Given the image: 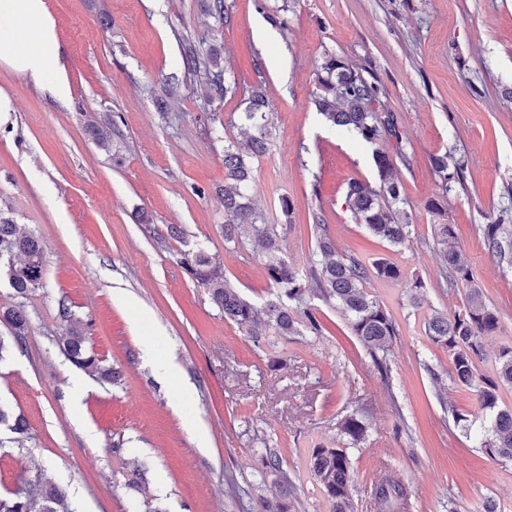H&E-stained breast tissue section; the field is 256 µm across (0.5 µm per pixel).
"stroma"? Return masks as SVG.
Returning <instances> with one entry per match:
<instances>
[{
    "instance_id": "obj_1",
    "label": "stroma",
    "mask_w": 512,
    "mask_h": 512,
    "mask_svg": "<svg viewBox=\"0 0 512 512\" xmlns=\"http://www.w3.org/2000/svg\"><path fill=\"white\" fill-rule=\"evenodd\" d=\"M228 2L222 24L211 0H44L45 18L28 26L53 27L51 74L68 86L63 101L12 67L18 44H0V99L10 105L0 112V211L35 233L45 255L26 298L0 278V312L22 305L29 326L24 348L0 362V402L28 422L22 447L0 452V495L41 474L76 512H262L282 494L276 476L254 470L270 447L293 483L290 512H330L309 460L313 448L345 446L354 512H384L375 485L386 475L406 487L400 512H482L488 499L512 512V461L483 453L456 425L455 413H476L475 395L453 383L447 353L425 334L433 314L465 303V288L437 283L449 245L500 314L481 339L479 374L492 376L512 349V268L481 243L491 217L512 218V0ZM276 17L286 29L273 28ZM265 27L273 41L259 40ZM191 44L221 47L241 86L267 91L272 147L254 165L252 193L268 223L287 224L295 267L311 263L319 212L340 253L402 268L400 279L366 286L399 326L387 375L336 307L311 299L321 335L260 346L179 264L181 252L203 249L244 298L271 297L252 242H225L216 194L225 141L245 138L242 97L209 103L165 89L183 77ZM328 53L372 66L413 153L398 173L413 222L402 246L373 236L344 203L349 182L378 176L371 146L325 125L315 108V70ZM97 126L110 129L108 146L98 145ZM445 153L464 175L446 193L431 165ZM433 199L440 212L429 209ZM439 224L455 229L444 245ZM71 323L120 374L114 383L85 376L75 406L68 390L83 374L59 341ZM147 339L159 357L176 358L178 376H156L140 353ZM185 380L194 386L186 399ZM357 411L367 434L351 446L339 423Z\"/></svg>"
}]
</instances>
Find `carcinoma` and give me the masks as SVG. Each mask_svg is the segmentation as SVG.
<instances>
[{"label":"carcinoma","mask_w":512,"mask_h":512,"mask_svg":"<svg viewBox=\"0 0 512 512\" xmlns=\"http://www.w3.org/2000/svg\"><path fill=\"white\" fill-rule=\"evenodd\" d=\"M184 70L190 77H201L203 97L213 103L237 92L236 79L224 69V58L216 50L200 52L188 46L183 57ZM315 106L331 126L346 128L373 146V161L379 185L352 181L348 183L345 205L369 231L392 246H399L411 235L409 214L399 207L403 202V186L398 179L399 167L410 166V156L402 144L395 115L385 108L381 82L364 66H356L336 54L324 55L316 71ZM268 100L262 89L249 95L242 115L248 130L247 152L234 142L224 146V239H235L241 231L248 233L257 249V257L275 297L257 306L244 299L224 275V267L202 250L181 254L179 263L201 286L208 289L212 302L224 312V319L235 323L259 345L275 346L290 336H318L321 333L307 297L337 306L347 317L350 330L370 353L377 369H386L387 354L398 336L392 314L366 290L373 278L382 281L402 276L400 266L387 258L370 263L343 255L320 216H314L317 228L316 249L308 271H300L288 260L283 242L288 225L268 224L251 195V161L265 155L272 144V132L266 109ZM432 166L443 191L448 184L461 180L460 165L449 166L448 155L436 156ZM483 246L500 264L512 265V229L495 219L485 225ZM445 277L453 285L468 288L463 309L451 316L435 314L427 322L428 339L448 353L451 377L456 385L473 391L479 409L485 413L480 448L491 457L512 461V409L498 408V389L512 387V350H504L497 361L496 378L477 374L475 359L482 351L481 338L498 328L499 313L490 306L480 288L473 284V274L461 253L443 251ZM45 259L40 240L33 234L21 233L11 220L0 215V273L8 278L20 297L39 286L44 276ZM304 307V319L297 318V308ZM11 326L10 336H0V359L13 348H23L28 320L21 306L5 313ZM68 359L80 369L106 381H116L112 368L100 361L87 347V336L78 326L66 329L62 338ZM0 427L23 437L28 423L22 414L0 404ZM340 432L352 442L362 440L367 432L362 417L354 413L340 425ZM260 474H276L283 482L276 451L266 450L260 456ZM311 469L331 506V512H353L351 473L348 448L313 449ZM376 495L387 512H398L406 497L402 482L385 477L376 484ZM0 512H75L64 491L44 481L39 492L25 487L5 496L0 495Z\"/></svg>","instance_id":"1"}]
</instances>
